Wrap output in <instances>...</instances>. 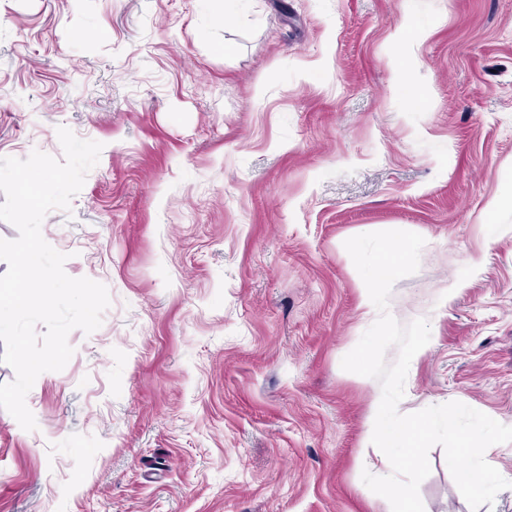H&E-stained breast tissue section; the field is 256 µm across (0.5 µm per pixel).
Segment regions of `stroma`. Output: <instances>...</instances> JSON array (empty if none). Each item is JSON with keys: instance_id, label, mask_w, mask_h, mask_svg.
Wrapping results in <instances>:
<instances>
[{"instance_id": "35a3bbf8", "label": "stroma", "mask_w": 512, "mask_h": 512, "mask_svg": "<svg viewBox=\"0 0 512 512\" xmlns=\"http://www.w3.org/2000/svg\"><path fill=\"white\" fill-rule=\"evenodd\" d=\"M61 126L103 149L42 236L110 305L36 430L0 409V512H390L381 384L341 367L379 316L367 233L425 240L388 304L431 327L399 412L512 426V0H0V157L62 159ZM428 459L425 512H475Z\"/></svg>"}]
</instances>
